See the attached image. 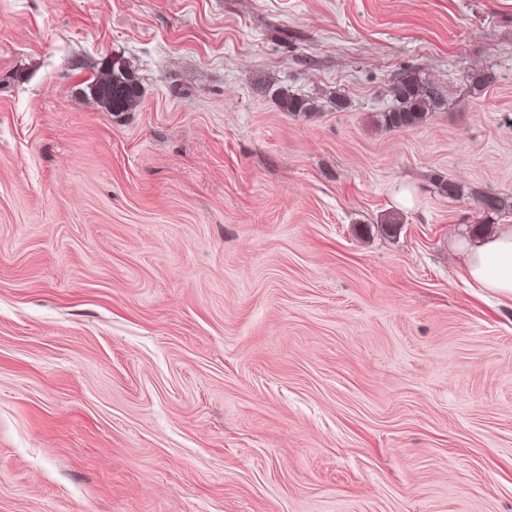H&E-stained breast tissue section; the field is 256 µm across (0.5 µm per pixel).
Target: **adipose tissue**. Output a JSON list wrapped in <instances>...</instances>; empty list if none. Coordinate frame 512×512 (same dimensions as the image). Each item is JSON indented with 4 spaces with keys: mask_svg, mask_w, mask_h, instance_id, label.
I'll return each instance as SVG.
<instances>
[{
    "mask_svg": "<svg viewBox=\"0 0 512 512\" xmlns=\"http://www.w3.org/2000/svg\"><path fill=\"white\" fill-rule=\"evenodd\" d=\"M453 251L477 286L512 300V225H499L489 236L455 237Z\"/></svg>",
    "mask_w": 512,
    "mask_h": 512,
    "instance_id": "adipose-tissue-1",
    "label": "adipose tissue"
}]
</instances>
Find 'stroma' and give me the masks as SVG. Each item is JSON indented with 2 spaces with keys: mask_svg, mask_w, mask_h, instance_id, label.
<instances>
[{
  "mask_svg": "<svg viewBox=\"0 0 512 512\" xmlns=\"http://www.w3.org/2000/svg\"><path fill=\"white\" fill-rule=\"evenodd\" d=\"M485 193L512 0H0V512H512ZM112 82V99L97 92V88ZM90 90L99 101L111 112H127L135 109L141 98V88L131 75L118 62H112V68L105 81H93ZM390 92L395 107L381 112V122L389 129H406L418 125L426 112L439 108L443 98L438 86L422 79L416 72L396 78ZM451 246L472 282L512 300L511 224H499L491 236L455 237Z\"/></svg>",
  "mask_w": 512,
  "mask_h": 512,
  "instance_id": "obj_1",
  "label": "stroma"
}]
</instances>
